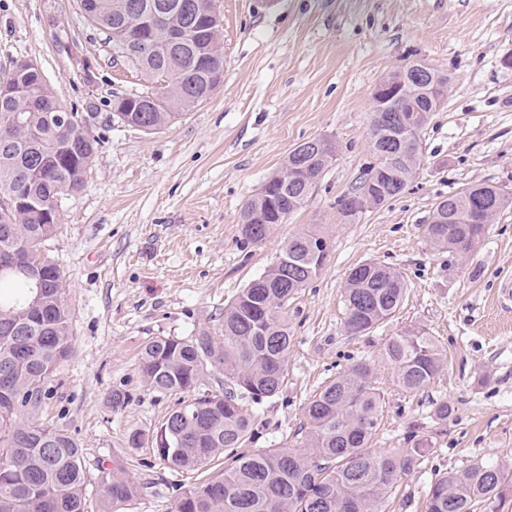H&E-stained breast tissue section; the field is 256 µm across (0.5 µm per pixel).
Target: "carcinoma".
<instances>
[{
	"mask_svg": "<svg viewBox=\"0 0 512 512\" xmlns=\"http://www.w3.org/2000/svg\"><path fill=\"white\" fill-rule=\"evenodd\" d=\"M87 21L105 43L123 46L112 58L142 73L150 87L115 99L109 107L161 128L203 101L224 77L221 30L207 16L215 0H138L144 15L128 14L127 0H77ZM192 25L198 40L169 47V32ZM154 43L157 51L143 52ZM28 60L13 62L0 86L14 93L0 97V264L13 252L25 260L0 271V512H85L86 459L71 435L33 419L47 396L57 366L72 352V328L64 299V274L42 254L44 240L60 224L58 198L85 183L101 137L79 124L63 126L49 113L27 108L18 89ZM162 86H157L158 82ZM398 101L417 120L409 129L381 133L370 121L369 144L375 163L367 177L338 201L345 214L348 199L363 194L368 183L391 200L404 192L422 159L421 134L436 102L413 72L397 74ZM37 84L38 97L62 106L57 90ZM332 159L315 152L313 140L297 145L241 212L247 243L263 242L277 224L301 208ZM473 187L435 206L424 225L427 240L458 258L475 245L477 234L492 223L500 207L473 211ZM315 235H298L281 249L286 263L273 262L224 306V338L202 331L185 340L163 336L141 352L140 368L149 389L159 394H188L209 373L224 374V387L210 395L181 400L180 413L147 437L160 461L174 469L197 471L222 457L219 473L181 492L176 512H385L405 476L434 452L432 437L412 435L409 447L385 452L370 443L381 420L384 394L376 386L371 362L359 360L321 386L306 403L303 423L287 444L243 452L254 435L256 415L241 400L257 405L279 395L288 377L292 336L288 304L318 271L311 261ZM48 263L49 280L39 302L30 269ZM407 290L403 275L390 266L367 261L348 275L344 289V328L370 333L401 309ZM383 357L395 371V384L407 394L428 388L442 372L447 355L424 329L392 336ZM512 476L492 464L477 462L463 471L436 476L428 489L427 512H503L512 504ZM102 493L109 504L124 503L138 493L135 483L103 472Z\"/></svg>",
	"mask_w": 512,
	"mask_h": 512,
	"instance_id": "1",
	"label": "carcinoma"
}]
</instances>
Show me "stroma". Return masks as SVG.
Here are the masks:
<instances>
[{
  "instance_id": "obj_1",
  "label": "stroma",
  "mask_w": 512,
  "mask_h": 512,
  "mask_svg": "<svg viewBox=\"0 0 512 512\" xmlns=\"http://www.w3.org/2000/svg\"><path fill=\"white\" fill-rule=\"evenodd\" d=\"M224 81L165 127L146 133L114 121L113 96L145 88L112 65V48L73 0H0V73L36 62L64 104L98 106L101 133L80 192L58 199L62 226L44 244L66 280L73 350L58 365L37 422L78 439L87 460V512H102V469L141 488L118 512H174L199 473L168 467L133 446L177 408L149 389L140 351L160 336H222L224 306L261 275L292 236L331 244L326 263L288 307V378L260 405L249 450L291 441L307 398L355 361L373 363L384 392L372 448L432 437L436 451L398 487L388 512H425L437 473L482 461L512 472V207L465 260L422 234L437 202L487 183L512 193V0H217ZM420 58L450 78L448 98L422 132V162L405 192L342 221L337 199L374 162L368 130L375 84ZM326 137L336 156L306 204L260 244L242 239L244 203L299 143ZM375 260L406 278L400 312L371 333H345L349 271ZM426 329L447 350L424 392L405 394L381 353L389 337ZM485 384H478V377ZM128 402L113 410L112 391ZM448 403L447 421L435 404Z\"/></svg>"
}]
</instances>
